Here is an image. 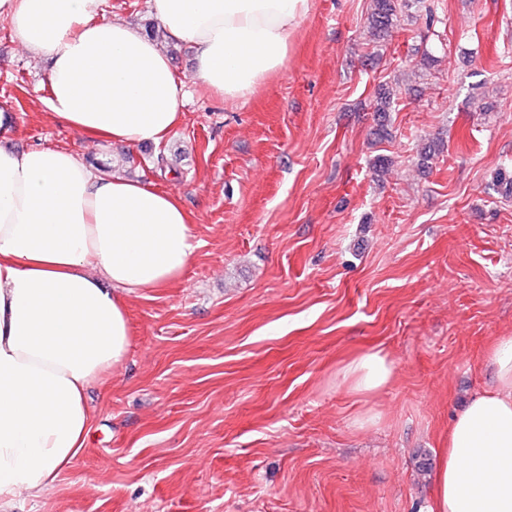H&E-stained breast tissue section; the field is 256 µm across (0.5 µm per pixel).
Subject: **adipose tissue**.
<instances>
[{
    "label": "adipose tissue",
    "mask_w": 512,
    "mask_h": 512,
    "mask_svg": "<svg viewBox=\"0 0 512 512\" xmlns=\"http://www.w3.org/2000/svg\"><path fill=\"white\" fill-rule=\"evenodd\" d=\"M160 30L108 17L105 0H0V20L47 63L45 106L92 141L159 145L185 85L162 47L187 45L199 83L236 101L288 64L311 0H148ZM190 214L152 181L108 175L56 147H0V512L71 468L94 420L86 392L129 350L127 294L180 277ZM494 381L452 417L430 512H512V336L488 348ZM386 388L382 351L341 370Z\"/></svg>",
    "instance_id": "ef3b65f1"
}]
</instances>
